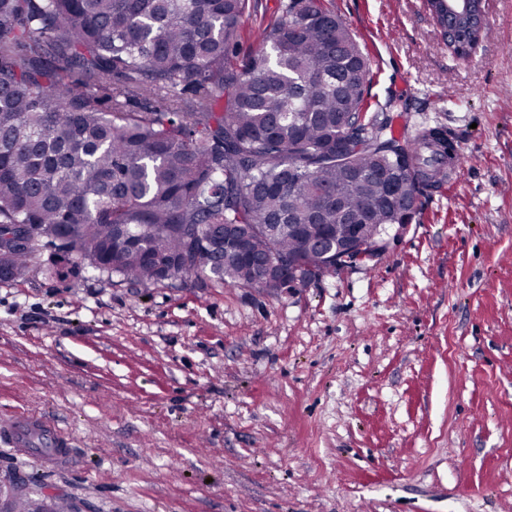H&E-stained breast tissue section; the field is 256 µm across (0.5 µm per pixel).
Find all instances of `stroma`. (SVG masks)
Here are the masks:
<instances>
[{
  "label": "stroma",
  "instance_id": "1",
  "mask_svg": "<svg viewBox=\"0 0 512 512\" xmlns=\"http://www.w3.org/2000/svg\"><path fill=\"white\" fill-rule=\"evenodd\" d=\"M400 133L453 132L454 187L373 261L293 288L137 285L53 251L0 281V486L77 512H512V0L457 59L424 0H327ZM36 438L43 443L44 451L29 448ZM0 443L20 454L30 453L44 463L69 465L76 459L77 448L50 418L25 411L1 416Z\"/></svg>",
  "mask_w": 512,
  "mask_h": 512
}]
</instances>
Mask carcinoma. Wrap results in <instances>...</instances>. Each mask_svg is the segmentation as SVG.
Masks as SVG:
<instances>
[{"instance_id": "cac0c4a2", "label": "carcinoma", "mask_w": 512, "mask_h": 512, "mask_svg": "<svg viewBox=\"0 0 512 512\" xmlns=\"http://www.w3.org/2000/svg\"><path fill=\"white\" fill-rule=\"evenodd\" d=\"M253 0H0V254L42 249L142 285L264 288L324 224L376 239L442 170L370 111L368 59L326 0H284L238 58ZM249 251L224 254V225Z\"/></svg>"}]
</instances>
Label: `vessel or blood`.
<instances>
[{"mask_svg":"<svg viewBox=\"0 0 512 512\" xmlns=\"http://www.w3.org/2000/svg\"><path fill=\"white\" fill-rule=\"evenodd\" d=\"M439 167L448 175H456L462 165L463 148L458 140H451L450 149L437 152ZM40 439L44 449L39 452L41 461L68 465L74 462L77 450L56 424L48 417L18 411L0 418V445L29 454L33 439Z\"/></svg>","mask_w":512,"mask_h":512,"instance_id":"b4317fda","label":"vessel or blood"}]
</instances>
